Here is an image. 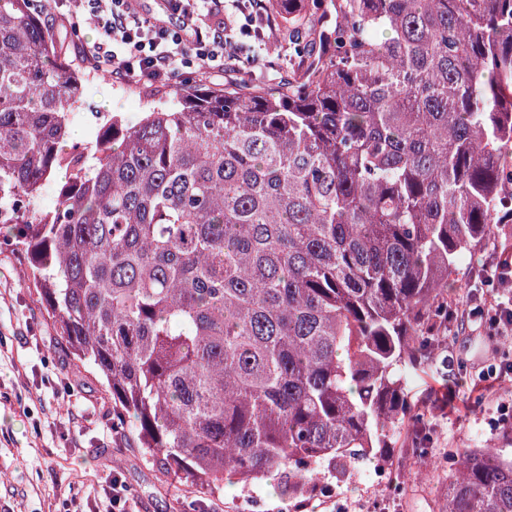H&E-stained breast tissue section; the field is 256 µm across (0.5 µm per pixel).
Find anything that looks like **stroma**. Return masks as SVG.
Wrapping results in <instances>:
<instances>
[{"label": "stroma", "mask_w": 512, "mask_h": 512, "mask_svg": "<svg viewBox=\"0 0 512 512\" xmlns=\"http://www.w3.org/2000/svg\"><path fill=\"white\" fill-rule=\"evenodd\" d=\"M63 50L71 67L83 76L82 105L69 126V139L92 144L101 122L119 113L136 120L147 101L172 94L180 85L205 84L215 89L248 83L284 89L298 59L288 27L270 31L257 61L234 60L222 74L192 67L167 80L160 89L140 83L91 79L79 51L99 39L85 15H76L64 31ZM0 224V512H108L107 476L118 474L138 512H284L285 501L272 484L244 493L225 486L213 498L190 484H169L159 461L143 456L133 438L112 430V403L101 381L77 363L61 342L53 320L33 289L24 284L26 262ZM495 234L474 253L463 256L448 299L459 302L475 293V275L495 246ZM512 363V343L488 335L482 323H452L447 344L425 367L409 374L406 392L421 417L433 467L422 475L405 446L387 449L388 472H402L400 481L375 486V461L366 457L338 475L319 468L318 486L305 500L310 512H443L448 485L446 459L452 448H507L505 436L492 418L502 405H512V377L501 378ZM455 393L453 407L438 409L434 400L444 388Z\"/></svg>", "instance_id": "stroma-1"}]
</instances>
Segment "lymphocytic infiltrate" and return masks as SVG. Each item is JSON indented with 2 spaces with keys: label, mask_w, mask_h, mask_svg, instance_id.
I'll return each mask as SVG.
<instances>
[{
  "label": "lymphocytic infiltrate",
  "mask_w": 512,
  "mask_h": 512,
  "mask_svg": "<svg viewBox=\"0 0 512 512\" xmlns=\"http://www.w3.org/2000/svg\"><path fill=\"white\" fill-rule=\"evenodd\" d=\"M166 17L133 8L131 0H81L102 38L82 57L113 77L136 80L147 88L192 66L220 71L224 60L246 50L245 42L263 37L274 18L265 0H163ZM481 284L490 287L483 305L452 308L450 319L488 316L498 335H512V256L495 250L482 265Z\"/></svg>",
  "instance_id": "lymphocytic-infiltrate-1"
}]
</instances>
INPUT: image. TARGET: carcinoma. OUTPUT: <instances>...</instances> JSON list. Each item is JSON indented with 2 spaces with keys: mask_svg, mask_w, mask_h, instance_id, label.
Returning a JSON list of instances; mask_svg holds the SVG:
<instances>
[{
  "mask_svg": "<svg viewBox=\"0 0 512 512\" xmlns=\"http://www.w3.org/2000/svg\"><path fill=\"white\" fill-rule=\"evenodd\" d=\"M329 2L288 90L182 86L91 154L59 35L0 0V224L116 426L209 494L396 447L448 276L512 224V0ZM453 457L445 512H512V454Z\"/></svg>",
  "mask_w": 512,
  "mask_h": 512,
  "instance_id": "carcinoma-1",
  "label": "carcinoma"
}]
</instances>
